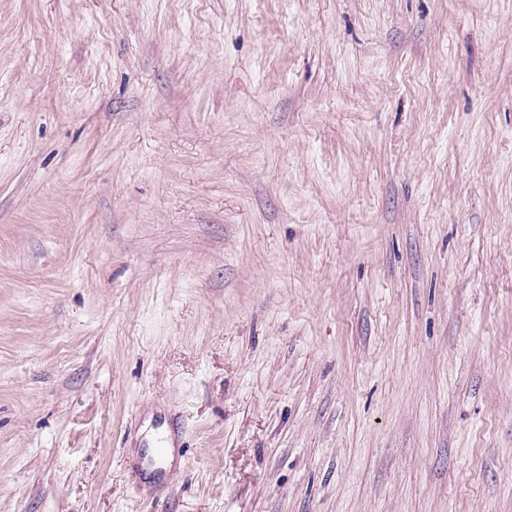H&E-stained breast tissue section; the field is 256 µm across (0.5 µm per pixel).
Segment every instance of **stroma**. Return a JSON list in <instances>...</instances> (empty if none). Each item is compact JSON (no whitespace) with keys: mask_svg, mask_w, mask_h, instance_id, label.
Returning <instances> with one entry per match:
<instances>
[{"mask_svg":"<svg viewBox=\"0 0 512 512\" xmlns=\"http://www.w3.org/2000/svg\"><path fill=\"white\" fill-rule=\"evenodd\" d=\"M0 512H512V0H0Z\"/></svg>","mask_w":512,"mask_h":512,"instance_id":"1","label":"stroma"}]
</instances>
